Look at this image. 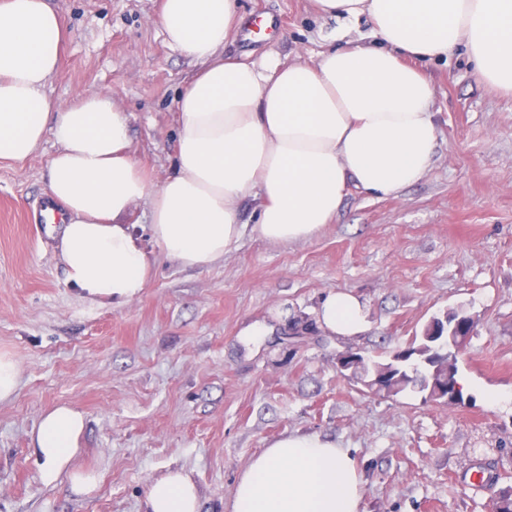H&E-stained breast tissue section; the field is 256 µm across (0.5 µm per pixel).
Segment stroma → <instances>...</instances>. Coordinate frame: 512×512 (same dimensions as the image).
Returning <instances> with one entry per match:
<instances>
[{
  "instance_id": "obj_1",
  "label": "stroma",
  "mask_w": 512,
  "mask_h": 512,
  "mask_svg": "<svg viewBox=\"0 0 512 512\" xmlns=\"http://www.w3.org/2000/svg\"><path fill=\"white\" fill-rule=\"evenodd\" d=\"M47 2L67 28L50 97L111 94L129 114L134 158L160 185L174 169L176 102L198 70L167 45L161 0ZM237 12L280 20L271 37L225 42V57L244 62L309 63L372 40L367 19L321 14L312 0H237ZM419 67L438 125L421 182L388 198L351 191L305 240L249 232L198 270L157 258L142 296L120 306L80 299L58 236L30 219L54 140L0 164V354L19 370L0 402V512H140L171 467L199 486L201 512H233L251 458L297 432L352 449L360 512H491L512 486V95L483 84L461 46ZM332 291L364 304L363 333L318 323ZM457 308L476 321L458 358L463 403L375 393L337 370L340 354L385 357ZM62 404L85 417L77 464L101 476L88 495L44 486L30 453L40 417Z\"/></svg>"
}]
</instances>
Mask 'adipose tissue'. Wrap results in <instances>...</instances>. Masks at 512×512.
Instances as JSON below:
<instances>
[{
  "instance_id": "obj_1",
  "label": "adipose tissue",
  "mask_w": 512,
  "mask_h": 512,
  "mask_svg": "<svg viewBox=\"0 0 512 512\" xmlns=\"http://www.w3.org/2000/svg\"><path fill=\"white\" fill-rule=\"evenodd\" d=\"M325 15L368 16L377 45L321 52L316 61L261 63L219 54L237 25L236 0H163L166 42L199 69L177 101L174 171L152 185L134 160L129 116L111 94L80 93L64 107L46 94L66 36L47 0H0V163L58 146L47 194L68 217L59 240L66 279L81 298L115 305L149 284L153 243L183 268H205L246 231L269 241L307 239L328 224L351 189L379 197L423 180L434 157L433 89L406 57L436 60L465 46L479 77L512 94V0H314ZM258 199L256 224L239 219ZM150 209L149 242L124 219ZM318 320L330 333L364 332L359 299L333 291ZM83 415L61 405L31 438L41 483L89 494L98 475L76 467ZM362 482L351 449L289 434L240 474L233 512H359ZM196 484L168 470L146 488L142 512H200Z\"/></svg>"
}]
</instances>
